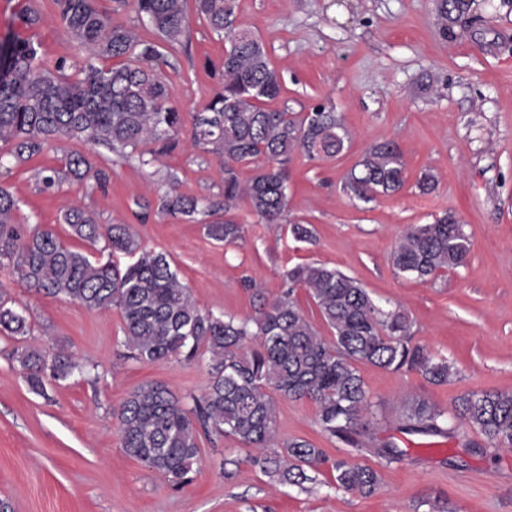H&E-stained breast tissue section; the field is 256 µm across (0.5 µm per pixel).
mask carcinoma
<instances>
[{"label":"carcinoma","mask_w":512,"mask_h":512,"mask_svg":"<svg viewBox=\"0 0 512 512\" xmlns=\"http://www.w3.org/2000/svg\"><path fill=\"white\" fill-rule=\"evenodd\" d=\"M106 13L95 0H54L56 15L76 44V57L42 60L33 41L15 36L0 43V142L12 145L21 164L60 141L135 152L143 146L157 157L180 146L184 116L172 99L161 66L175 67L164 53L181 43L189 7L215 33L224 36L219 70L222 88L203 111L192 116L191 142L218 159L224 174V212L239 201L264 224H279L288 206L289 166L297 152L310 159L339 156L351 140L335 108L316 104L296 115L269 109L283 88L281 74L264 43L237 21L235 0H113ZM133 5L136 22L121 23L113 14ZM471 0H437L442 34L468 12ZM147 24L155 39H142ZM118 59L116 66L98 60ZM259 158L266 165L246 183L239 167ZM107 175L88 158L74 153L66 171L44 168L37 179L45 190L68 176ZM406 183L405 163L397 143L368 149L344 177L343 192L370 202L399 192ZM167 214L193 221L212 215L213 205L173 190L159 198ZM18 201L0 184V266L37 293L63 296L90 309L116 307L123 318L125 344L140 362L161 363L174 357L212 355L208 392L188 408L165 384L151 382L128 394L116 411L124 452L161 475L179 490L193 481L200 464V434L214 433L245 448H262L253 465L279 482L301 486L311 480L306 468L327 462L322 449L303 439L278 443L277 399H306L318 407L321 429L346 440L372 414L373 404L358 365L398 371L416 370L434 384L448 382L451 366L411 344V322L399 310H384L356 279L320 264H305L284 274L286 289L269 300L257 294L254 313L244 318L200 307L178 277L168 256L142 246L126 224L102 228L94 216L72 208L64 217L71 236L95 242L106 236L114 253L129 258L124 267L93 261L65 244L49 228L30 231L15 223ZM207 235L232 243L242 225L231 220L205 225ZM472 241L455 214L432 224H411L393 252L396 272L428 281L441 270L460 266ZM303 288L316 305L332 339L321 336L299 307L295 291ZM23 313L0 300V335L25 336ZM25 381L37 394L49 382L65 381L79 364L72 355L45 349L14 351ZM453 418L478 430L497 448H512V393H468L455 401ZM407 430L451 433L445 412L425 400L406 404ZM336 485L362 496L374 494L379 471L346 458L331 462Z\"/></svg>","instance_id":"cac0c4a2"}]
</instances>
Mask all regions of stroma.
Here are the masks:
<instances>
[{
  "instance_id": "35a3bbf8",
  "label": "stroma",
  "mask_w": 512,
  "mask_h": 512,
  "mask_svg": "<svg viewBox=\"0 0 512 512\" xmlns=\"http://www.w3.org/2000/svg\"><path fill=\"white\" fill-rule=\"evenodd\" d=\"M31 6L41 17L26 29L19 16ZM237 16L262 38L284 79L279 106L294 113L316 103L335 107L351 132L340 156L294 157L285 223H260L242 202L229 214L242 234L224 243L207 236L201 221L158 211L159 196L171 188L223 201L218 160L187 141L147 164L77 141L17 164L0 143L9 168L0 182L18 201L16 222L52 229L73 248L120 265L125 256L112 253L106 238L91 244L71 237L64 214L78 207L102 225H135L147 249L167 254L200 307L238 318L256 304L243 278L273 298L289 268L327 265L361 282L380 306L404 311L412 343L448 360L453 375L437 385L414 370L360 364L373 414L352 445L323 432L313 402L279 400L280 439H305L328 458L378 469L371 496L337 488L325 466L303 486L278 484L252 465L255 449L221 436L201 437L199 470L175 490L123 452L115 412L135 388L154 381L186 402L203 396L209 358L132 359L117 308L89 310L35 293L5 266L0 298L25 311L30 332L0 335V501L11 512H512V449L492 447L460 424L442 451L429 452L425 435L406 432L401 418L414 398L450 412L466 393L512 392V0H473L446 36L436 0H237ZM16 35L31 37L48 60L75 54L52 0H0V42ZM174 54L172 95L185 113L200 111L221 87L214 68L224 39L194 16ZM384 141L404 154V188L368 203L349 199L344 176ZM74 152L105 171L108 185L71 179L42 190L37 171L64 168ZM428 169L437 184L423 194L416 180ZM447 211L472 236L465 263L428 282L398 275L392 253L407 226ZM294 222L311 225L313 239H296ZM25 344L68 350L83 371L35 394L12 356ZM389 442L405 452L391 464L374 453Z\"/></svg>"
}]
</instances>
